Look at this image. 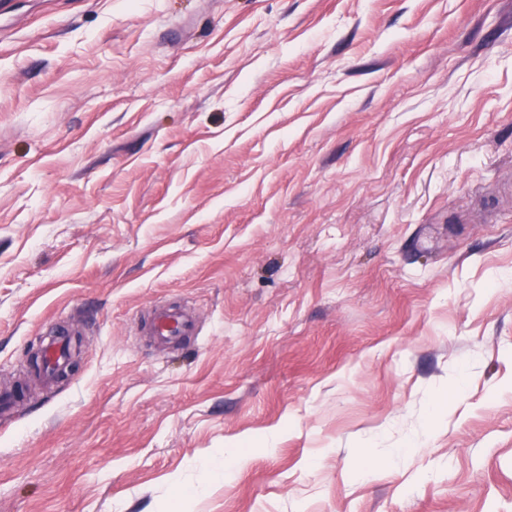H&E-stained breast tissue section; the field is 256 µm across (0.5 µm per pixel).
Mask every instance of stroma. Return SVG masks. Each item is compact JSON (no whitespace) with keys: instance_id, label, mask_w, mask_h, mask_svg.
<instances>
[{"instance_id":"stroma-1","label":"stroma","mask_w":512,"mask_h":512,"mask_svg":"<svg viewBox=\"0 0 512 512\" xmlns=\"http://www.w3.org/2000/svg\"><path fill=\"white\" fill-rule=\"evenodd\" d=\"M3 386L0 512H512V0H0ZM195 329V316L187 309L161 307L153 311L150 330L162 344H177L183 337L194 335Z\"/></svg>"}]
</instances>
